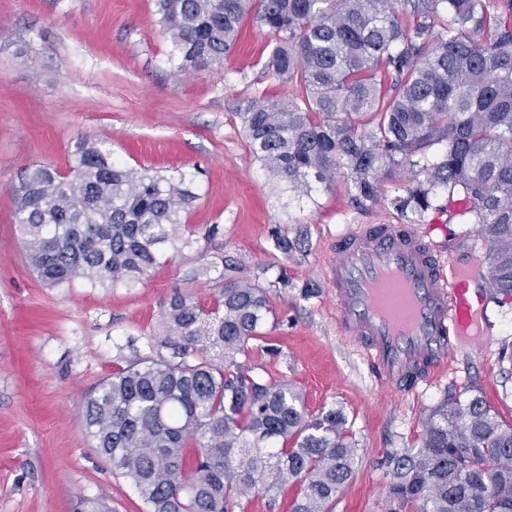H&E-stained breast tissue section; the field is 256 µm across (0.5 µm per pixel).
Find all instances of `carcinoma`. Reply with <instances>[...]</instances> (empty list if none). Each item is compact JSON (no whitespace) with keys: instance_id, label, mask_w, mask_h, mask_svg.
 I'll list each match as a JSON object with an SVG mask.
<instances>
[{"instance_id":"cac0c4a2","label":"carcinoma","mask_w":512,"mask_h":512,"mask_svg":"<svg viewBox=\"0 0 512 512\" xmlns=\"http://www.w3.org/2000/svg\"><path fill=\"white\" fill-rule=\"evenodd\" d=\"M155 0L180 69L221 65L251 18L274 46L288 100L253 101V154L298 196L342 176L361 209L382 179L411 174L390 199L401 214L466 201L487 241L489 300L512 297V0ZM196 199L185 175L137 171L104 145L77 143L67 173L29 166L15 218L29 266L48 288L81 277L101 287L143 281L169 250L197 242L180 215ZM274 247H302L277 228ZM213 299L176 291L161 333L87 397L82 430L149 512H247L259 492L290 512H333L354 473L345 414L310 412L292 383L240 358L275 348L263 331L267 289L215 254L187 274ZM385 464L389 512H512V424L484 397L451 391L417 448Z\"/></svg>"}]
</instances>
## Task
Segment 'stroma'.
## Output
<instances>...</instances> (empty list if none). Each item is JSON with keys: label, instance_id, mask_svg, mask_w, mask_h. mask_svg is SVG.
Instances as JSON below:
<instances>
[{"label": "stroma", "instance_id": "35a3bbf8", "mask_svg": "<svg viewBox=\"0 0 512 512\" xmlns=\"http://www.w3.org/2000/svg\"><path fill=\"white\" fill-rule=\"evenodd\" d=\"M155 10L154 0H0V512H147L85 437L81 414L114 369L116 344L144 349L163 302L204 253L242 264L269 290L277 325L267 333L278 355L258 364L291 381L310 411L346 414L357 457L334 512H388L385 459L418 447L446 391L473 387L512 423V358L503 353L512 345V299L484 315L493 345L468 332L443 379L385 394L342 338L327 271L339 235L404 216L385 203L358 208L341 182L308 198L290 192L244 132L256 97L293 94L264 68L269 36L245 20L223 65L184 72ZM82 139L104 143L126 167L186 174L197 199L181 221L198 242L130 286L94 288L79 278L45 288L25 258L14 189L35 163L67 172ZM277 227L306 231L305 246L276 250ZM477 230L456 216L441 240L467 271L488 268Z\"/></svg>", "mask_w": 512, "mask_h": 512}]
</instances>
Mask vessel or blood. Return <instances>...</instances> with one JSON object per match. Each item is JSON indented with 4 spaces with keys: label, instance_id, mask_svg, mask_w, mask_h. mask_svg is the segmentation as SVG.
Returning a JSON list of instances; mask_svg holds the SVG:
<instances>
[{
    "label": "vessel or blood",
    "instance_id": "b4317fda",
    "mask_svg": "<svg viewBox=\"0 0 512 512\" xmlns=\"http://www.w3.org/2000/svg\"><path fill=\"white\" fill-rule=\"evenodd\" d=\"M409 224L356 227L328 269L344 336L359 346L378 381L412 392L452 369L457 340L486 311L485 291L459 277L434 236Z\"/></svg>",
    "mask_w": 512,
    "mask_h": 512
}]
</instances>
